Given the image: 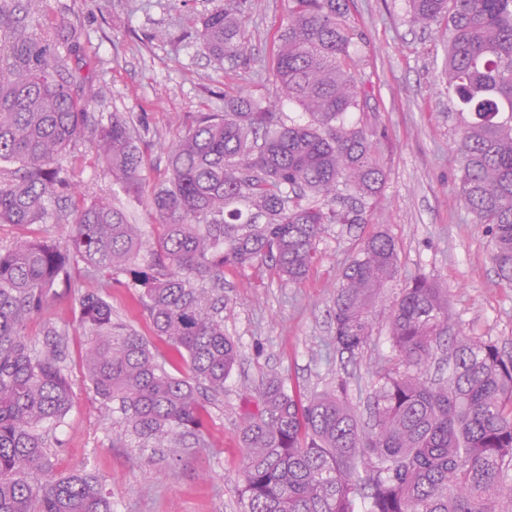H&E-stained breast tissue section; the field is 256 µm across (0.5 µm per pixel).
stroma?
Listing matches in <instances>:
<instances>
[{
  "instance_id": "1",
  "label": "stroma",
  "mask_w": 512,
  "mask_h": 512,
  "mask_svg": "<svg viewBox=\"0 0 512 512\" xmlns=\"http://www.w3.org/2000/svg\"><path fill=\"white\" fill-rule=\"evenodd\" d=\"M227 0H46L44 8L63 35H75L86 53L72 67L88 76L100 94L97 116L112 113L144 121L143 150L149 183L159 182L175 137L176 116L224 107V88L273 98V36L286 21L287 0H267L246 18L245 35L254 59L245 69L217 62L192 39H182L204 14ZM348 18L362 32L363 67L371 80L368 120L383 132L386 181L368 202L364 223L330 224L307 277L294 284L248 268L224 269V332L239 346V362L224 384V396L209 403L203 448H139L120 426L106 420L103 405L82 378L79 359L87 338L73 294L59 291L26 327L43 343L45 331L64 332V366L72 382V404L52 429L49 454L56 472L85 470L98 476L112 512H240L243 448L240 417L263 379L276 374L289 388L308 395L334 380L365 411L376 373L393 358L383 320L360 355L329 347L334 332L333 300L344 265L377 228L394 238L399 259L396 288L418 275L447 288L458 326L489 336L512 353V285L498 279L489 255L490 238L475 223L455 188L459 128L442 68L445 42L439 27L409 20L405 0H349ZM60 163L74 170L86 197L105 196L127 211L146 237L157 234L151 216L97 165L84 139ZM112 316L134 327L157 347L167 369L188 373L184 360L155 337L133 291L114 288Z\"/></svg>"
}]
</instances>
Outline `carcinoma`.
<instances>
[{
  "label": "carcinoma",
  "instance_id": "1",
  "mask_svg": "<svg viewBox=\"0 0 512 512\" xmlns=\"http://www.w3.org/2000/svg\"><path fill=\"white\" fill-rule=\"evenodd\" d=\"M43 0H0V227L29 233L0 245V512H112L96 475H58L49 430L71 406L63 334L38 347L25 333L55 288H84L81 368L112 421L146 445L189 435L206 447L204 387L213 397L238 361L224 335V266L302 280L327 224H361L385 183L382 136L359 69L363 34L347 0H288L273 71L278 99L224 87V110L185 116L164 179L145 192L148 129L112 113L92 129L102 169L146 200L154 242L106 197H79L66 246L49 202L70 190L62 155L84 137L98 92L74 93L70 60L85 47L58 38ZM261 0H229L202 20L208 54L251 63L243 18ZM413 23H445L444 75L460 121L459 197L491 237L498 278L512 284V0H407ZM298 105L285 122L279 101ZM12 167H7V164ZM399 276L396 245L378 229L343 269L331 344L355 358L376 307ZM135 291L155 336L186 354L177 377L149 341L112 319V289ZM447 289L414 277L390 301L395 352L379 373L368 421L344 382L306 398L269 376L244 414L243 512H512V354L451 324ZM448 376L429 377L439 350ZM43 476L31 482L32 474Z\"/></svg>",
  "mask_w": 512,
  "mask_h": 512
}]
</instances>
